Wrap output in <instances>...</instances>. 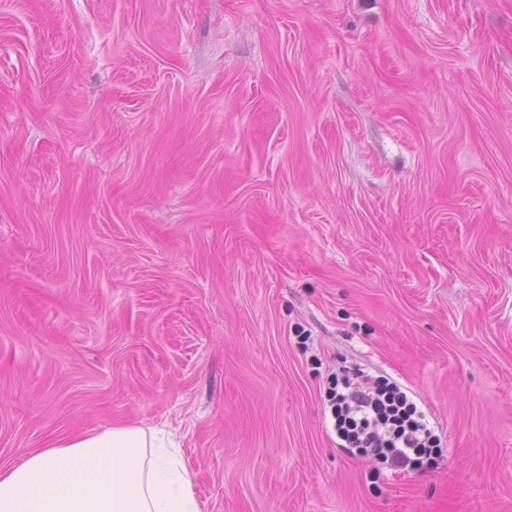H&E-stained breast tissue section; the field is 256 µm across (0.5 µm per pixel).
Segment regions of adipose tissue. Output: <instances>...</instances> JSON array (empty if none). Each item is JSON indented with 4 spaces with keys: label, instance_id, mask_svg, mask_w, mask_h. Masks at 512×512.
<instances>
[{
    "label": "adipose tissue",
    "instance_id": "ef3b65f1",
    "mask_svg": "<svg viewBox=\"0 0 512 512\" xmlns=\"http://www.w3.org/2000/svg\"><path fill=\"white\" fill-rule=\"evenodd\" d=\"M0 512H201L161 430L136 425L49 442L0 465Z\"/></svg>",
    "mask_w": 512,
    "mask_h": 512
}]
</instances>
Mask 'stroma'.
<instances>
[{
    "label": "stroma",
    "instance_id": "1",
    "mask_svg": "<svg viewBox=\"0 0 512 512\" xmlns=\"http://www.w3.org/2000/svg\"><path fill=\"white\" fill-rule=\"evenodd\" d=\"M133 424L202 512H512V0H0V464ZM340 370L327 392L337 448L379 463L393 473L423 466L426 456L432 462L430 454L432 448H438L440 438L407 390L356 367Z\"/></svg>",
    "mask_w": 512,
    "mask_h": 512
}]
</instances>
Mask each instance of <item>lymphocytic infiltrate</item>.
I'll return each mask as SVG.
<instances>
[{"label": "lymphocytic infiltrate", "mask_w": 512, "mask_h": 512, "mask_svg": "<svg viewBox=\"0 0 512 512\" xmlns=\"http://www.w3.org/2000/svg\"><path fill=\"white\" fill-rule=\"evenodd\" d=\"M338 446L402 473L421 467L440 444L425 412L397 382L342 368L327 392Z\"/></svg>", "instance_id": "obj_1"}]
</instances>
